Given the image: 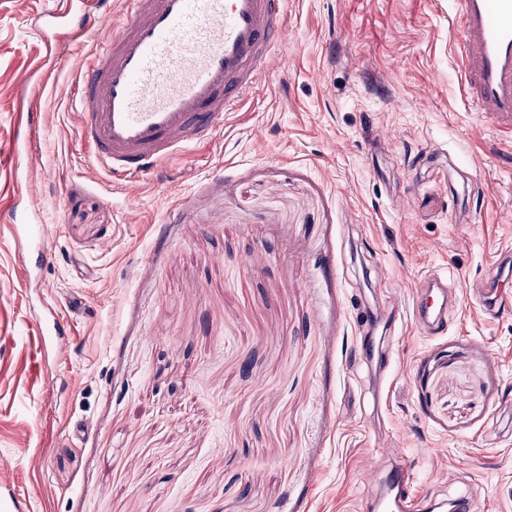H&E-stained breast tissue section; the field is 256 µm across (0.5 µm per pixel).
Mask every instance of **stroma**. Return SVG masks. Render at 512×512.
I'll list each match as a JSON object with an SVG mask.
<instances>
[{
    "label": "stroma",
    "instance_id": "35a3bbf8",
    "mask_svg": "<svg viewBox=\"0 0 512 512\" xmlns=\"http://www.w3.org/2000/svg\"><path fill=\"white\" fill-rule=\"evenodd\" d=\"M58 2L0 0V224L24 161L53 255L26 279L0 239V457L28 512H366L394 463L412 512H512V312L475 299L512 269V122L465 100L448 0H287L285 67L118 190L86 173V43L58 45L15 146ZM430 277L458 295L440 336L410 314ZM48 295L86 305L49 372ZM39 90V89H38ZM34 88L28 95V103L26 109L21 114V124L25 130V140L39 129L41 123V112L37 100V91Z\"/></svg>",
    "mask_w": 512,
    "mask_h": 512
}]
</instances>
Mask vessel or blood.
I'll return each instance as SVG.
<instances>
[{
	"mask_svg": "<svg viewBox=\"0 0 512 512\" xmlns=\"http://www.w3.org/2000/svg\"><path fill=\"white\" fill-rule=\"evenodd\" d=\"M286 0H125L109 23L105 0H60L45 18V49L58 40H87L104 25L111 37L77 65L78 127L90 168L112 184L129 185L162 169L208 138L229 112L252 99L279 61L285 41ZM462 31L459 83L479 111L512 116V0H448ZM20 248L23 277L50 260L44 234L4 224ZM512 305L488 280L483 309L496 315ZM448 289L427 280L413 295V320L424 332L447 329ZM37 319L54 355L67 347L68 321L53 305ZM412 474L396 464L380 480L376 512H401ZM16 481L0 463V512H22Z\"/></svg>",
	"mask_w": 512,
	"mask_h": 512,
	"instance_id": "b4317fda",
	"label": "vessel or blood"
}]
</instances>
